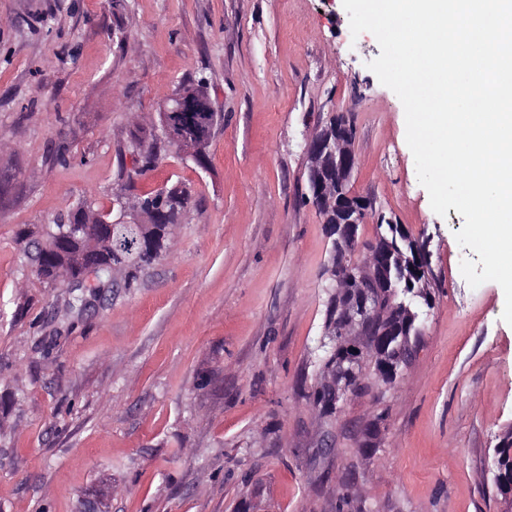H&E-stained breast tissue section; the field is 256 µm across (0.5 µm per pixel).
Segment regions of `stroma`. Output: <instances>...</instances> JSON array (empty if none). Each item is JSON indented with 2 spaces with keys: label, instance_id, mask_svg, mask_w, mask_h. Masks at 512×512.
<instances>
[{
  "label": "stroma",
  "instance_id": "obj_1",
  "mask_svg": "<svg viewBox=\"0 0 512 512\" xmlns=\"http://www.w3.org/2000/svg\"><path fill=\"white\" fill-rule=\"evenodd\" d=\"M379 54L342 0H0V512H512L504 292L463 278L464 219L432 210ZM200 76L224 115L208 165L167 146L128 183L137 127ZM338 114L373 203L361 242L381 218L426 240L434 305L402 374L367 372L326 415L305 142ZM173 184L189 211L131 287L80 312L35 275L79 199L129 223L114 200Z\"/></svg>",
  "mask_w": 512,
  "mask_h": 512
}]
</instances>
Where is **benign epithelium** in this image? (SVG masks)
Wrapping results in <instances>:
<instances>
[{"instance_id":"benign-epithelium-1","label":"benign epithelium","mask_w":512,"mask_h":512,"mask_svg":"<svg viewBox=\"0 0 512 512\" xmlns=\"http://www.w3.org/2000/svg\"><path fill=\"white\" fill-rule=\"evenodd\" d=\"M222 113L214 110L204 88L191 85L176 95L166 99L159 113V125L165 140L187 151L195 162L206 160L208 147L214 129L223 122ZM354 133L346 125L336 129V134L317 133L306 142L309 161L308 174L309 202L317 209L346 212L347 227L338 240L342 266L337 268L336 292H341L348 282L357 286L358 296L352 301L336 305L331 330L327 336H342L344 351L336 358V369L328 397L336 405H341L352 391L351 378L357 374L364 362L366 347H377L378 357H383L381 336L387 330L388 311L399 308L407 318L424 325L428 315L430 293V254L423 248L405 258L421 289L412 293L417 301L394 303L395 288L392 287L391 266L378 243L366 253V258H355L359 240L357 225L364 222L369 201L351 192L350 182L356 168V156L352 149ZM81 223L84 227L77 240L65 253L66 259H74L85 268L82 284L93 282L97 267L91 263L102 234L97 228L109 223L105 215L88 210L82 211Z\"/></svg>"}]
</instances>
